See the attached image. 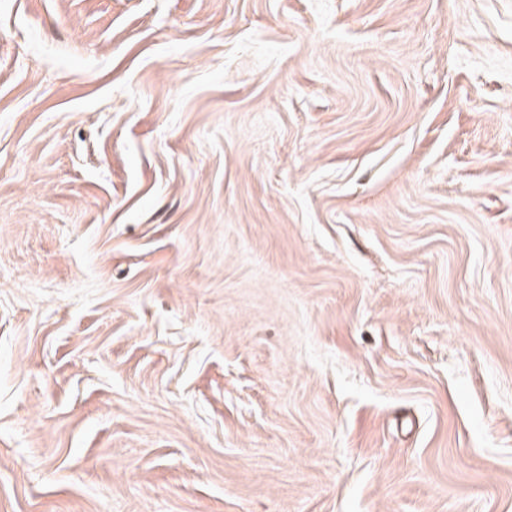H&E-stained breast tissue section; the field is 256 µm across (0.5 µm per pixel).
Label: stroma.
<instances>
[{
	"label": "stroma",
	"instance_id": "obj_1",
	"mask_svg": "<svg viewBox=\"0 0 512 512\" xmlns=\"http://www.w3.org/2000/svg\"><path fill=\"white\" fill-rule=\"evenodd\" d=\"M0 512H512V0H0Z\"/></svg>",
	"mask_w": 512,
	"mask_h": 512
}]
</instances>
